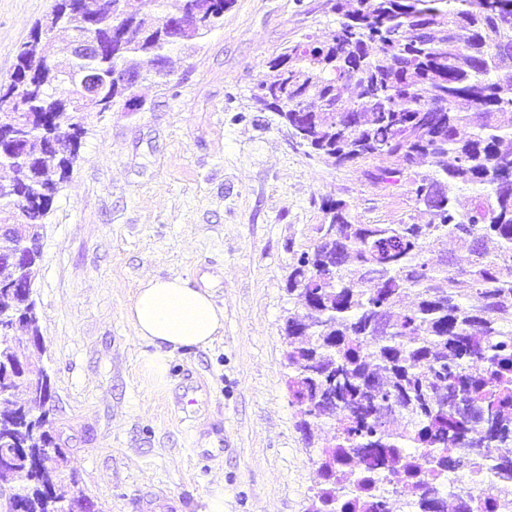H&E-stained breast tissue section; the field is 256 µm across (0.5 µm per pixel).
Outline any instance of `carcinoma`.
Listing matches in <instances>:
<instances>
[{"label": "carcinoma", "instance_id": "1", "mask_svg": "<svg viewBox=\"0 0 512 512\" xmlns=\"http://www.w3.org/2000/svg\"><path fill=\"white\" fill-rule=\"evenodd\" d=\"M56 0L43 23L77 36L92 32L101 0ZM162 15L164 0H112V16L126 35L108 38L102 56L73 55L30 36L8 78L0 79V107L21 97L12 140L0 142V168L13 172L21 197L0 192V312L22 303L20 289L35 279L6 257L37 237L58 193L60 160L43 147L48 128L91 123L77 78L94 72L102 110L141 112L144 100L118 90L119 70L142 83L170 73V53L193 52L224 19L235 0H179ZM336 26L306 33L268 58L251 95L253 108L272 112L296 130L304 154L336 166L374 167L375 184L405 181L411 213L394 224H367L341 199L322 202L324 223L288 276V293L301 308L288 312L284 332L291 402L304 415L332 423L320 446L323 479L311 512H336V482L350 483V507L389 512L377 487L409 473L408 453L436 460L452 475L483 448L512 446V9L491 0H327ZM199 19L183 29L179 17ZM67 96L72 110L55 111ZM481 188L456 208L443 188ZM442 191L427 200L428 191ZM467 254L463 265L448 240ZM398 415L403 428L390 427ZM26 444L41 459L0 470V482L22 493L26 512H53L73 494L67 454L47 431L35 437L0 406V437ZM384 457L387 471L359 473L363 458ZM494 470L512 494V455ZM425 512H453L452 501L425 489L411 491Z\"/></svg>", "mask_w": 512, "mask_h": 512}]
</instances>
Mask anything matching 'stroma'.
I'll return each instance as SVG.
<instances>
[{"instance_id": "stroma-1", "label": "stroma", "mask_w": 512, "mask_h": 512, "mask_svg": "<svg viewBox=\"0 0 512 512\" xmlns=\"http://www.w3.org/2000/svg\"><path fill=\"white\" fill-rule=\"evenodd\" d=\"M55 0H0V78ZM325 0H235L200 50L141 112L89 125L43 230L34 283L53 430L97 512H308L319 486L288 395V275L326 199L363 221L408 214L405 187L309 159L250 91L263 63L333 27ZM209 285L224 331L172 354L155 386L152 347L124 316L144 277Z\"/></svg>"}]
</instances>
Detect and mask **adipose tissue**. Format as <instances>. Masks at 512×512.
<instances>
[{
  "instance_id": "obj_1",
  "label": "adipose tissue",
  "mask_w": 512,
  "mask_h": 512,
  "mask_svg": "<svg viewBox=\"0 0 512 512\" xmlns=\"http://www.w3.org/2000/svg\"><path fill=\"white\" fill-rule=\"evenodd\" d=\"M125 316L136 334L152 346L143 367L165 383L172 352L209 346L224 327V312L205 288H192L178 277L145 278Z\"/></svg>"
}]
</instances>
